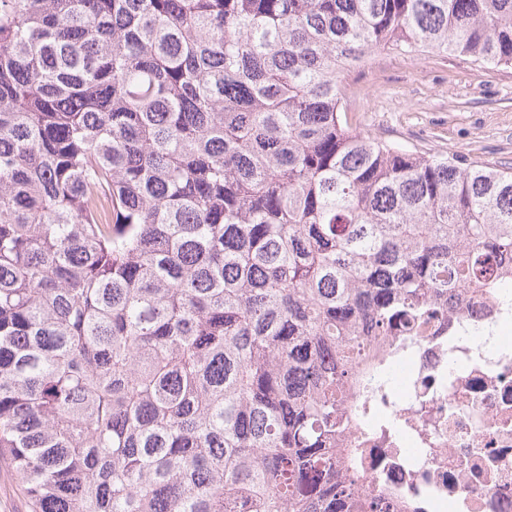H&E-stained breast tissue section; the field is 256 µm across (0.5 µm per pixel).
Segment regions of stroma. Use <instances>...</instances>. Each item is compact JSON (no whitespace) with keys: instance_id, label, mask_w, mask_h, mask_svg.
<instances>
[{"instance_id":"stroma-1","label":"stroma","mask_w":512,"mask_h":512,"mask_svg":"<svg viewBox=\"0 0 512 512\" xmlns=\"http://www.w3.org/2000/svg\"><path fill=\"white\" fill-rule=\"evenodd\" d=\"M343 81L357 131L427 157L512 170V67L385 49Z\"/></svg>"}]
</instances>
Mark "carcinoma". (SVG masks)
Masks as SVG:
<instances>
[{
    "instance_id": "carcinoma-1",
    "label": "carcinoma",
    "mask_w": 512,
    "mask_h": 512,
    "mask_svg": "<svg viewBox=\"0 0 512 512\" xmlns=\"http://www.w3.org/2000/svg\"><path fill=\"white\" fill-rule=\"evenodd\" d=\"M512 0H0V459L31 512H350L362 336L512 261V173L353 128Z\"/></svg>"
}]
</instances>
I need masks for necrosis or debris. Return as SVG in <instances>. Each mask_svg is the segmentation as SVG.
I'll return each mask as SVG.
<instances>
[{"mask_svg": "<svg viewBox=\"0 0 512 512\" xmlns=\"http://www.w3.org/2000/svg\"><path fill=\"white\" fill-rule=\"evenodd\" d=\"M512 274L466 288L417 335L368 338L405 366L401 389L363 377L350 475L379 512H512Z\"/></svg>", "mask_w": 512, "mask_h": 512, "instance_id": "necrosis-or-debris-1", "label": "necrosis or debris"}]
</instances>
